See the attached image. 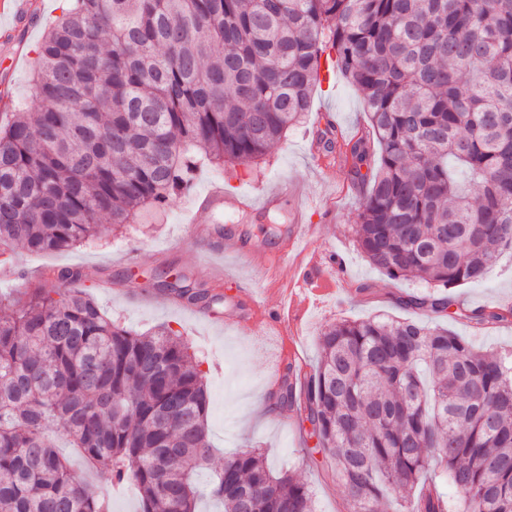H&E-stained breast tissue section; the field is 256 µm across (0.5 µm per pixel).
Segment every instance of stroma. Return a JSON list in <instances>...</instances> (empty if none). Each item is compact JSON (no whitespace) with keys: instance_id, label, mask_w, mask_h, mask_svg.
<instances>
[{"instance_id":"obj_1","label":"stroma","mask_w":512,"mask_h":512,"mask_svg":"<svg viewBox=\"0 0 512 512\" xmlns=\"http://www.w3.org/2000/svg\"><path fill=\"white\" fill-rule=\"evenodd\" d=\"M42 2L40 15L19 23L12 42H0V92L18 103L31 94V70L24 61L34 57L58 16L55 0ZM323 114L344 138L361 136L367 129L360 95L342 76H335L330 87L314 93L310 112L264 159L248 166L200 164L189 189L167 207L145 209L135 223L118 231L104 227L96 238L75 248L39 255L15 250L14 274L0 280V294L21 298L51 286L58 269L80 268L86 289L114 323L138 333L171 327L182 333L201 361L210 394L208 437L214 453L209 469L199 476L200 484L208 483L212 469L223 465L225 456L256 448L273 470L290 472L309 485L315 512H347L333 461L310 453L301 417L278 403L288 369L310 371L322 328L341 319L410 318L448 328L485 351L512 350V251L503 253L481 282L450 290L454 308L465 310L466 318L448 320L401 306L400 298L427 295L431 289L418 281L390 278L361 256L353 233L361 190L352 180L350 166L332 156L317 161L312 151V131ZM285 180L304 188L302 206L313 237L273 272H259L230 253L211 254L206 239L188 240L184 224L196 197L211 183L222 182L230 195L258 198ZM293 210V202H283L249 223L228 213L218 229L236 233L255 249L272 251L285 242ZM316 253L338 261L331 274L341 281L339 295L312 307L282 335L264 319L257 320L248 335L225 323L236 290L219 282L224 270L250 281L252 294L274 311L287 306L293 279ZM162 269L185 274L195 287L207 289L209 307L180 302L161 291L156 274ZM483 310L502 312L505 318L475 319V312ZM64 454L90 488L109 499L111 512H140L133 486H116L108 475L87 471L74 449H65Z\"/></svg>"}]
</instances>
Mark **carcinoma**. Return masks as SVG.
Instances as JSON below:
<instances>
[{
	"instance_id": "cac0c4a2",
	"label": "carcinoma",
	"mask_w": 512,
	"mask_h": 512,
	"mask_svg": "<svg viewBox=\"0 0 512 512\" xmlns=\"http://www.w3.org/2000/svg\"><path fill=\"white\" fill-rule=\"evenodd\" d=\"M361 93L346 144L364 189L357 247L393 279L480 281L512 250V0H72L34 58L28 104L0 112V249L67 250L184 191L193 167L267 156L311 110L322 65ZM179 299L206 293L159 275ZM0 299V512H109L59 455L132 483L143 512H197L210 397L180 333L140 334L72 287ZM400 304L448 314L445 297ZM278 399L305 414L350 512H512V350L445 328L327 325ZM224 512H313L262 453L224 458Z\"/></svg>"
}]
</instances>
